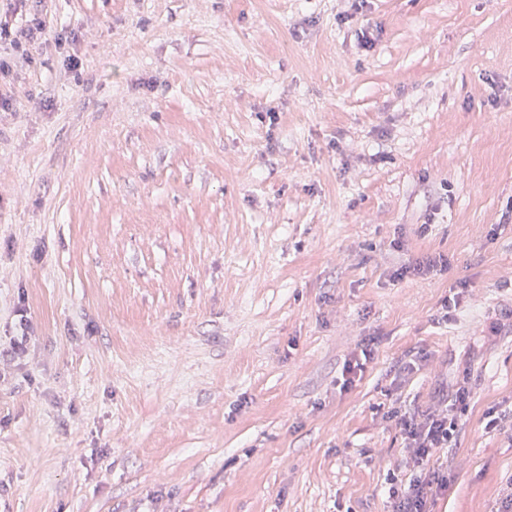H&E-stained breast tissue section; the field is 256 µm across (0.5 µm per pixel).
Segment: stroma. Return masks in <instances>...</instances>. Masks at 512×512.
Returning a JSON list of instances; mask_svg holds the SVG:
<instances>
[{
    "instance_id": "1",
    "label": "stroma",
    "mask_w": 512,
    "mask_h": 512,
    "mask_svg": "<svg viewBox=\"0 0 512 512\" xmlns=\"http://www.w3.org/2000/svg\"><path fill=\"white\" fill-rule=\"evenodd\" d=\"M0 21V349L27 337L0 512H391L388 411L462 386L429 510L497 512L512 0H0Z\"/></svg>"
}]
</instances>
